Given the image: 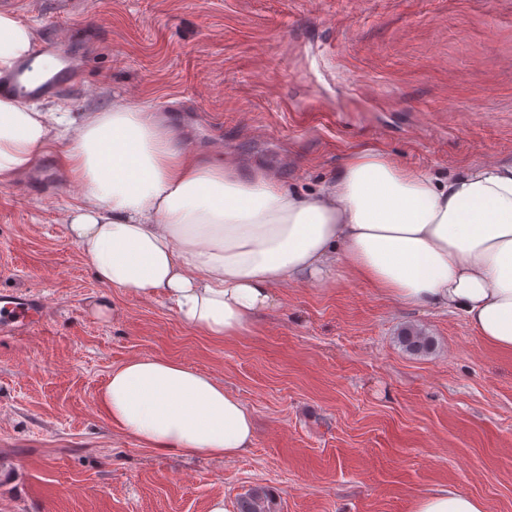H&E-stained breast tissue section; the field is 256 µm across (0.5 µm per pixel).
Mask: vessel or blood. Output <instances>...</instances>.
<instances>
[{
  "label": "vessel or blood",
  "mask_w": 512,
  "mask_h": 512,
  "mask_svg": "<svg viewBox=\"0 0 512 512\" xmlns=\"http://www.w3.org/2000/svg\"><path fill=\"white\" fill-rule=\"evenodd\" d=\"M33 58L47 57L53 62L50 71L40 79L29 77L30 60L21 61L8 72H0V97L39 100L67 97L80 90L84 63L68 49V42L50 33L38 41ZM42 302L33 295H8L0 301V335L25 332L38 323Z\"/></svg>",
  "instance_id": "b4317fda"
}]
</instances>
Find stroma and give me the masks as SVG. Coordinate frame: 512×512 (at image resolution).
I'll list each match as a JSON object with an SVG mask.
<instances>
[{
  "label": "stroma",
  "instance_id": "1",
  "mask_svg": "<svg viewBox=\"0 0 512 512\" xmlns=\"http://www.w3.org/2000/svg\"><path fill=\"white\" fill-rule=\"evenodd\" d=\"M85 54L62 111L112 101L163 113L200 157L234 156L311 192L352 150L439 175L512 161V0H12ZM62 144L48 181L0 184V294L41 295L29 332L0 335V512H208L265 489L273 512H411L454 488L512 512V353L457 314L404 306L346 271L281 287L221 342L164 298L111 288L63 232L80 189ZM430 336L406 352L403 328ZM178 360L254 413L233 459L163 456L95 397L130 358Z\"/></svg>",
  "mask_w": 512,
  "mask_h": 512
}]
</instances>
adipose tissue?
I'll use <instances>...</instances> for the list:
<instances>
[{
  "instance_id": "ef3b65f1",
  "label": "adipose tissue",
  "mask_w": 512,
  "mask_h": 512,
  "mask_svg": "<svg viewBox=\"0 0 512 512\" xmlns=\"http://www.w3.org/2000/svg\"><path fill=\"white\" fill-rule=\"evenodd\" d=\"M31 27L0 13V70L29 54ZM64 141L81 189L63 217L104 285L159 295L188 327L221 340L247 332L278 287L323 283L343 267L395 300L462 315L512 352V162L440 177L359 147L317 191L271 172L184 149L162 116L118 100L63 121L0 99V183ZM112 425L162 455L231 459L252 448L253 412L212 375L161 357L112 369L97 394ZM413 512H484L455 489L420 494Z\"/></svg>"
}]
</instances>
